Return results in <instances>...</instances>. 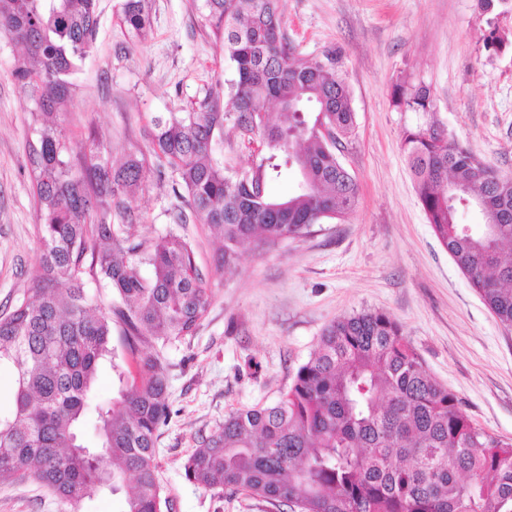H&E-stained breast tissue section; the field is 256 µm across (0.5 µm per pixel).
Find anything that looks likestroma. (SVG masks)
<instances>
[{
  "label": "stroma",
  "mask_w": 512,
  "mask_h": 512,
  "mask_svg": "<svg viewBox=\"0 0 512 512\" xmlns=\"http://www.w3.org/2000/svg\"><path fill=\"white\" fill-rule=\"evenodd\" d=\"M120 0H99L95 43L72 75L61 125L81 162L92 141L114 161L150 154L151 115L179 112L231 66L200 30L196 0H153L152 29L132 39ZM291 45L306 56L344 51L356 126L338 154L360 195L344 220L313 225L269 249L246 243L235 266L215 267L218 243L185 225L212 293L196 334L166 351L171 415L159 431L157 476L171 512H290L189 481L184 462L226 413L275 403L313 352L325 325L363 309L390 314L429 374L454 393L477 427L512 438V328L487 308L433 233L418 200L401 134L418 122L391 104L399 78L433 91L437 117L491 168L512 176V46L489 53L477 0H283ZM22 51L0 33V311L32 284L41 243L29 145L32 102L12 75ZM172 180L149 178L128 199L139 232H163L182 205ZM26 479L0 484V512H66Z\"/></svg>",
  "instance_id": "1"
}]
</instances>
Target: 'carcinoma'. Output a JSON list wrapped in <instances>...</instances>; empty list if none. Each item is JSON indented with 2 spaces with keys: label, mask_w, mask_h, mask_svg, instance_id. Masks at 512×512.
<instances>
[{
  "label": "carcinoma",
  "mask_w": 512,
  "mask_h": 512,
  "mask_svg": "<svg viewBox=\"0 0 512 512\" xmlns=\"http://www.w3.org/2000/svg\"><path fill=\"white\" fill-rule=\"evenodd\" d=\"M199 10L232 78L182 112L152 117L150 136L184 191L174 224L206 226L222 243V269L246 241L270 248L354 211L359 187L336 150L355 112L339 74L342 49L296 53L282 0H201ZM120 16L130 34L146 36L150 0H121ZM487 24L486 48L505 47L507 35ZM98 27L97 0H0V32L23 48L14 76L39 123L29 159L42 245L31 296L0 313V365L15 374L12 408L0 415V482L32 477L69 512L127 485L124 512H163L155 453L171 413L163 350L194 335L211 292L190 238L172 227L143 237L140 215L124 206L144 191L146 158L116 164L100 142L82 165L69 156L60 114ZM393 105L430 116L402 133L417 196L457 267L511 328L512 177L448 135L425 83L401 80ZM228 126L262 145L232 175L216 149ZM291 171L298 190L273 196L270 184ZM470 209L505 220L476 229L460 222ZM92 284L111 298H97ZM115 326L136 370L117 371V396L102 400L99 369L112 357ZM184 471L200 487L297 512H512V440L475 427L401 326L377 310L326 325L279 401L225 415Z\"/></svg>",
  "instance_id": "obj_1"
}]
</instances>
